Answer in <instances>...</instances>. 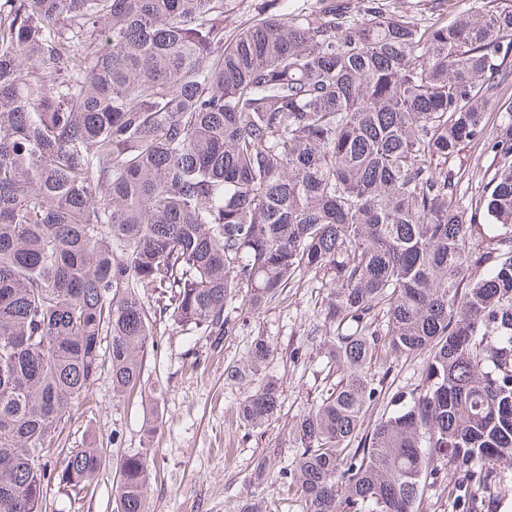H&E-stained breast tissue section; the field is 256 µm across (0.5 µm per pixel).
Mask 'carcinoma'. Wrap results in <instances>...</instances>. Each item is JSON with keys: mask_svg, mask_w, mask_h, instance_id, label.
Wrapping results in <instances>:
<instances>
[{"mask_svg": "<svg viewBox=\"0 0 512 512\" xmlns=\"http://www.w3.org/2000/svg\"><path fill=\"white\" fill-rule=\"evenodd\" d=\"M486 4L421 23L318 0L229 32L224 0H0V512L108 465L116 512H148L151 449L112 463L96 432L61 439L102 373L137 389L145 300L218 345L228 307L259 313L313 270L336 381L293 425L303 512H419L446 468L465 504L491 486L512 461V116L489 114L512 4ZM479 144L497 167L464 201L448 163ZM424 350L362 429L374 368ZM272 353L260 338L226 368L261 379L248 425L280 410Z\"/></svg>", "mask_w": 512, "mask_h": 512, "instance_id": "carcinoma-1", "label": "carcinoma"}]
</instances>
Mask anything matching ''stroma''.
<instances>
[{
    "instance_id": "obj_1",
    "label": "stroma",
    "mask_w": 512,
    "mask_h": 512,
    "mask_svg": "<svg viewBox=\"0 0 512 512\" xmlns=\"http://www.w3.org/2000/svg\"><path fill=\"white\" fill-rule=\"evenodd\" d=\"M224 23L235 27L265 11L283 13L300 6L315 7L316 0H225ZM384 8L428 21L439 10L452 8L482 12L483 0H381ZM321 274L297 276L293 288L269 309L245 314L228 309L234 326L221 347H213L202 332L183 330L161 317L155 324L156 345L143 359L136 395L116 398L112 380L102 375L89 402L74 406L62 438L80 441L95 428L103 448L134 453L152 449V476L148 490L150 512H238L254 493L280 501V512H302V504L289 487L282 468L295 449L289 439L297 415L318 396L325 382V360L311 331L320 326L326 300ZM272 342L268 369L281 389V410L262 427L239 421V402L252 391L248 382L227 379V366L243 363L256 339ZM426 353L392 363L383 393L365 416V426L390 411L396 392L418 384L424 374ZM271 462L262 486L250 478L254 463L263 456ZM113 472H100L93 492L70 501L48 489L45 512H114ZM459 479L452 471L427 480L420 512H461Z\"/></svg>"
}]
</instances>
